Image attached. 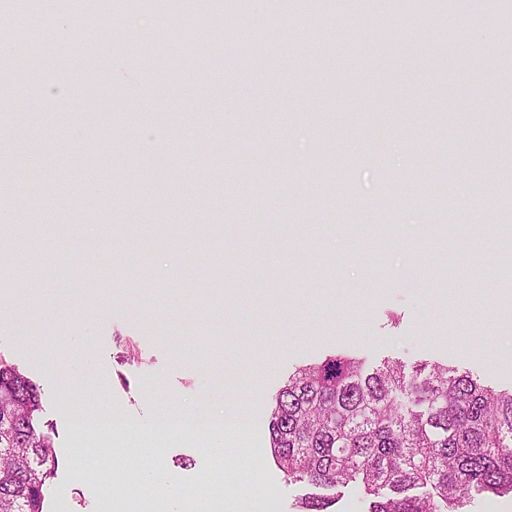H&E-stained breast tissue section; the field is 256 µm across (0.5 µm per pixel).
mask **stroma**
Masks as SVG:
<instances>
[{"label": "stroma", "mask_w": 512, "mask_h": 512, "mask_svg": "<svg viewBox=\"0 0 512 512\" xmlns=\"http://www.w3.org/2000/svg\"><path fill=\"white\" fill-rule=\"evenodd\" d=\"M356 2L247 10L262 41L251 78L176 40L144 68L126 45L154 38L153 18L115 30L68 0L66 31L37 34L33 73L0 98V273L37 272L0 297V360L42 394L58 460L46 512H96L106 470L130 487L127 512H155L133 489L144 461L188 497L215 469L228 491L245 472L258 493L233 512H300L307 489L273 456L269 413L289 374L338 351L512 390V0L491 15L439 0L406 27L391 0L380 21ZM345 13L333 41L282 50L287 31ZM452 15L470 39L449 38ZM89 25L103 38L76 54ZM52 88L83 111H59ZM211 389L248 415L220 464L199 433L92 448L75 430L88 402L146 425Z\"/></svg>", "instance_id": "obj_1"}]
</instances>
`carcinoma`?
Masks as SVG:
<instances>
[{
	"instance_id": "obj_1",
	"label": "carcinoma",
	"mask_w": 512,
	"mask_h": 512,
	"mask_svg": "<svg viewBox=\"0 0 512 512\" xmlns=\"http://www.w3.org/2000/svg\"><path fill=\"white\" fill-rule=\"evenodd\" d=\"M224 29L236 62L260 52L234 15L224 14ZM160 31L163 45L189 28L165 14ZM224 37L205 50L222 56ZM41 411L38 387L0 360V512H44L57 458ZM268 431L287 482L356 487L367 512H464L474 492L512 495V391L439 363L409 373L395 361L370 370L351 352L328 355L288 377Z\"/></svg>"
}]
</instances>
